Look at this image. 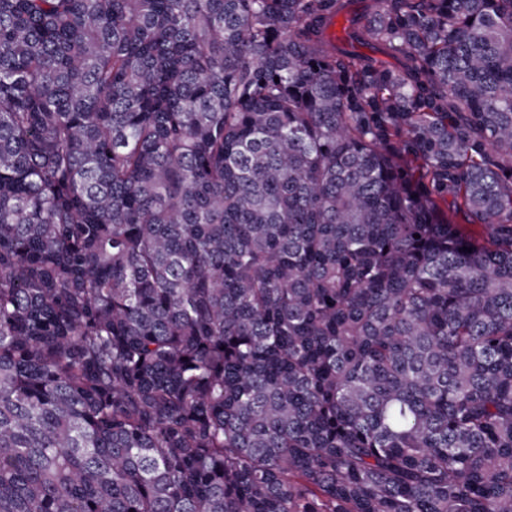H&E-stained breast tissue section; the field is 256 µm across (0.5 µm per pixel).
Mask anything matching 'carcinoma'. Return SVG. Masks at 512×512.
<instances>
[{
    "label": "carcinoma",
    "instance_id": "obj_1",
    "mask_svg": "<svg viewBox=\"0 0 512 512\" xmlns=\"http://www.w3.org/2000/svg\"><path fill=\"white\" fill-rule=\"evenodd\" d=\"M356 3L0 0V512H512V0Z\"/></svg>",
    "mask_w": 512,
    "mask_h": 512
}]
</instances>
